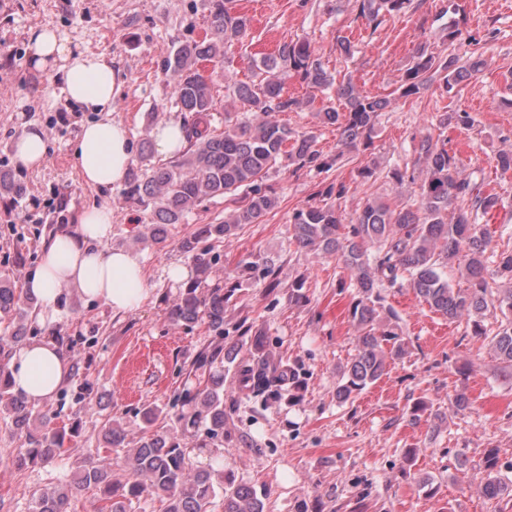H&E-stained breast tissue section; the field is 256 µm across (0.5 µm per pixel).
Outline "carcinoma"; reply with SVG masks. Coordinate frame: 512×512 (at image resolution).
I'll return each instance as SVG.
<instances>
[{
  "mask_svg": "<svg viewBox=\"0 0 512 512\" xmlns=\"http://www.w3.org/2000/svg\"><path fill=\"white\" fill-rule=\"evenodd\" d=\"M412 0H354L356 15L376 27L387 17L402 14ZM230 0H209L208 32L204 38L173 45L162 62V70L173 79L172 95L188 131V150L164 167L151 165L150 144L138 148L139 167L131 172L127 198L151 211V221L139 240L164 249L167 227L180 224L203 202L220 197L233 204L224 219L201 224L178 241V248L193 262L196 285L174 299L168 319L179 326L207 325L214 341L198 352L192 371L205 373L193 390L173 402L183 407L177 415L182 436L166 431L142 437L133 443L120 422H112L106 442L114 456L88 457L77 462L69 481L31 494L34 512H70L71 501L85 490H94L106 506L95 512H131L132 504L159 501L162 512H264V502L252 487L237 484L212 463L197 465L184 437L204 434L215 447L224 445V312L231 294L221 281H210L219 255L213 243L236 235L244 224H254L276 204V197L263 188L262 179L285 158L296 168H324L329 163L315 149L316 136L297 133L276 120L297 100L283 96L288 77L295 75L313 90L333 84L330 74L315 58L306 41L282 44L277 53L254 64L253 77L236 79L224 70L225 49L248 34L249 19L232 11ZM212 62L219 69L206 76L199 64ZM486 65L480 56L459 54L436 56L419 48L399 87L409 98L427 89L436 78L446 91L479 73ZM222 73L233 98L248 106L236 118L224 113V131L212 129L213 113L224 108L215 97L213 75ZM342 109L326 106L321 122L336 127L341 146L358 151L371 144V132L380 113L394 100L370 96L347 80L336 87ZM453 125L470 129L474 118L464 109L440 115L437 129ZM413 167L422 170L415 182L409 168L395 166L386 177L398 188H408L409 197L392 206L380 198L367 199L352 224H341L333 205L310 204L293 214V241L297 247L336 256L343 277L341 284L356 289L351 303L352 324L357 330L355 358L347 364L336 386V397L344 402L379 380L388 361L406 354V345L392 331L394 311L381 317L378 288L401 280L409 282L428 307L450 320H466L472 335L488 340L495 356L512 368V253H502L495 267L487 265L491 239L482 221L500 206L499 197L484 189L483 181L460 175L456 157L428 133L414 146ZM21 198L23 185L0 172V195ZM456 266L467 287L454 289L448 265ZM240 270L260 272L269 286L278 287L276 271L268 265L243 259ZM34 301L17 287L8 273L0 274V318L10 320L7 341L27 340V320ZM499 313L496 331L487 333L482 316ZM262 332L254 333L255 353L246 361L232 357L237 389L249 396L299 389L292 368L265 353ZM7 367H0V410L11 418L14 430L24 439L18 452V467L35 464L64 450L67 432L47 430L51 417L33 413L26 401L9 391ZM480 492L488 499L512 502V480L501 474L498 449L490 448L480 466Z\"/></svg>",
  "mask_w": 512,
  "mask_h": 512,
  "instance_id": "cac0c4a2",
  "label": "carcinoma"
}]
</instances>
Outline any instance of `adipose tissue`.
<instances>
[{
    "label": "adipose tissue",
    "instance_id": "ef3b65f1",
    "mask_svg": "<svg viewBox=\"0 0 512 512\" xmlns=\"http://www.w3.org/2000/svg\"><path fill=\"white\" fill-rule=\"evenodd\" d=\"M29 48L30 68L59 76L66 102L101 115L82 126L73 145L83 181L100 189L123 184L132 146L123 123L110 115L121 90L117 69L104 56L81 50L50 27L32 29ZM111 238L112 208L105 204L85 210L73 228L59 232L43 247L37 269L24 284L38 301L40 323H54L71 291L86 301L104 303L116 316L136 312L149 299L143 264L128 250L112 247ZM9 369L13 391L38 408L67 383L72 363L54 340L36 338L13 350Z\"/></svg>",
    "mask_w": 512,
    "mask_h": 512
}]
</instances>
